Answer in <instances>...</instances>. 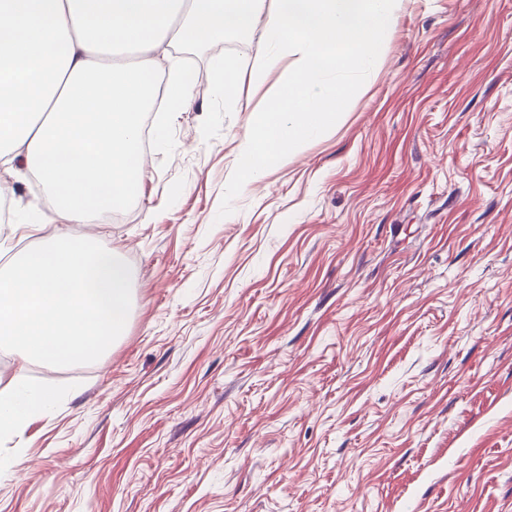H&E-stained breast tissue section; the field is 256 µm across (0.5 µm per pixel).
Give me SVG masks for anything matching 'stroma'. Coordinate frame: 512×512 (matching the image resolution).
<instances>
[{"label": "stroma", "instance_id": "35a3bbf8", "mask_svg": "<svg viewBox=\"0 0 512 512\" xmlns=\"http://www.w3.org/2000/svg\"><path fill=\"white\" fill-rule=\"evenodd\" d=\"M257 35L180 45L192 105L153 109L119 215L70 225L121 256L103 356L21 361L53 394L0 438V512H512V0H397L335 126L258 181L242 145L281 71ZM238 65L236 104L224 63ZM0 271L61 222L0 183Z\"/></svg>", "mask_w": 512, "mask_h": 512}]
</instances>
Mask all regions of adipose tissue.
<instances>
[{
	"label": "adipose tissue",
	"instance_id": "ef3b65f1",
	"mask_svg": "<svg viewBox=\"0 0 512 512\" xmlns=\"http://www.w3.org/2000/svg\"><path fill=\"white\" fill-rule=\"evenodd\" d=\"M0 0V174L32 171L70 224L127 201L143 178L140 117L157 82L171 107L190 104L174 43L258 33L251 68L285 81L246 138L243 178L335 124L353 87L334 74L375 60L394 0ZM25 275L0 277V344L49 362L95 357L122 333L128 274L112 248L66 232L27 252ZM49 393L0 394V433H20Z\"/></svg>",
	"mask_w": 512,
	"mask_h": 512
}]
</instances>
